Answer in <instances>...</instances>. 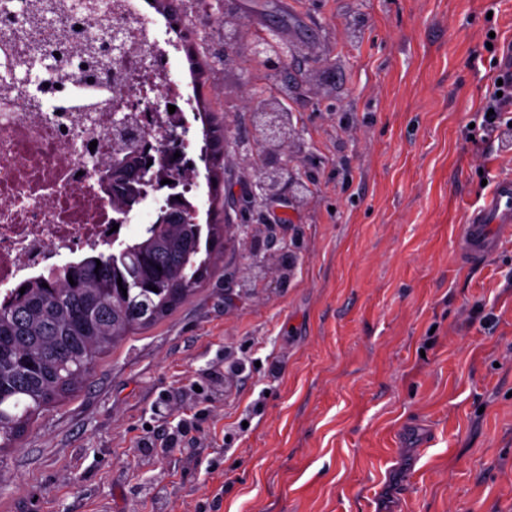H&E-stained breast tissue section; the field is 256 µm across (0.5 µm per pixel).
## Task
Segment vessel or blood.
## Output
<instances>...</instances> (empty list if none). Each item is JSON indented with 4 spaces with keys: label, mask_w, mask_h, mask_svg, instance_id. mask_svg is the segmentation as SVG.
I'll list each match as a JSON object with an SVG mask.
<instances>
[{
    "label": "vessel or blood",
    "mask_w": 512,
    "mask_h": 512,
    "mask_svg": "<svg viewBox=\"0 0 512 512\" xmlns=\"http://www.w3.org/2000/svg\"><path fill=\"white\" fill-rule=\"evenodd\" d=\"M512 237V179H500L481 206L470 212L458 236L462 258L483 259Z\"/></svg>",
    "instance_id": "obj_1"
}]
</instances>
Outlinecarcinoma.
<instances>
[{"mask_svg":"<svg viewBox=\"0 0 512 512\" xmlns=\"http://www.w3.org/2000/svg\"><path fill=\"white\" fill-rule=\"evenodd\" d=\"M199 107L201 159L212 200L224 171V126L208 120L204 102ZM122 155L135 176L112 198L126 215L153 178L139 175L151 170L148 150L139 143H127ZM184 213L181 223L154 222L120 237L107 254L21 281L0 301V451L13 447L36 415L77 389L99 354L170 315L210 278L213 256L224 245V225L217 219L200 224L192 210Z\"/></svg>","mask_w":512,"mask_h":512,"instance_id":"1","label":"carcinoma"}]
</instances>
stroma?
<instances>
[{
  "label": "stroma",
  "instance_id": "stroma-1",
  "mask_svg": "<svg viewBox=\"0 0 512 512\" xmlns=\"http://www.w3.org/2000/svg\"><path fill=\"white\" fill-rule=\"evenodd\" d=\"M224 2L187 0L224 176L274 163L258 91L301 181L232 213L211 278L0 453V512H512V238L457 251L512 178L481 129L512 0H236L295 46L280 69L227 62Z\"/></svg>",
  "mask_w": 512,
  "mask_h": 512
}]
</instances>
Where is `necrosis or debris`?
<instances>
[{"label": "necrosis or debris", "instance_id": "necrosis-or-debris-1", "mask_svg": "<svg viewBox=\"0 0 512 512\" xmlns=\"http://www.w3.org/2000/svg\"><path fill=\"white\" fill-rule=\"evenodd\" d=\"M175 46L136 0H54L29 20L16 0H0V288L43 272L56 257L71 261L112 242L116 214L98 183L111 159L112 131L126 117L155 149L153 173L169 193L203 196L201 181L163 162L156 146L181 134L197 103L171 73ZM57 65L14 78L32 57Z\"/></svg>", "mask_w": 512, "mask_h": 512}]
</instances>
